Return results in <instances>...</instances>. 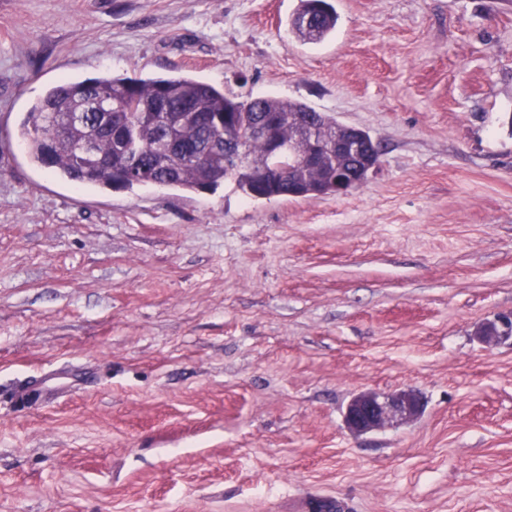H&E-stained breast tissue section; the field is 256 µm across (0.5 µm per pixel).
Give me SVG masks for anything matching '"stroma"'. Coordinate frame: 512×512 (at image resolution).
I'll use <instances>...</instances> for the list:
<instances>
[{
  "mask_svg": "<svg viewBox=\"0 0 512 512\" xmlns=\"http://www.w3.org/2000/svg\"><path fill=\"white\" fill-rule=\"evenodd\" d=\"M0 0V512H512V0ZM182 74L367 130L343 195L112 190L19 136L60 79ZM414 421L361 437L362 391ZM316 18L313 25L304 24V17ZM338 15L335 7L328 0H299L298 8L293 14L290 26L295 38L304 44H317L324 41L335 30ZM512 337V313L498 315L479 330L478 339L486 344L493 345L504 338ZM423 411V398L413 388L385 396L362 391L346 405L344 422L351 435L359 437L385 425L416 420Z\"/></svg>",
  "mask_w": 512,
  "mask_h": 512,
  "instance_id": "35a3bbf8",
  "label": "stroma"
}]
</instances>
